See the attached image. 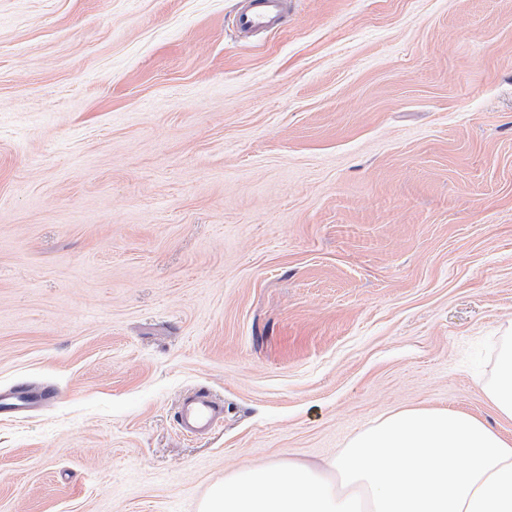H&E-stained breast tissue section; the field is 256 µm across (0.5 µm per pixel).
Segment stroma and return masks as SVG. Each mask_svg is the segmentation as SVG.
I'll list each match as a JSON object with an SVG mask.
<instances>
[{
    "label": "stroma",
    "mask_w": 512,
    "mask_h": 512,
    "mask_svg": "<svg viewBox=\"0 0 512 512\" xmlns=\"http://www.w3.org/2000/svg\"><path fill=\"white\" fill-rule=\"evenodd\" d=\"M0 0V512H198L512 336V0ZM224 405L208 436L181 398ZM290 7L288 0H240L233 17L234 33L249 37L286 28ZM42 400V393L35 389L24 391L12 390L0 394V414H15L22 409L37 407ZM224 417L223 406L206 392L184 397L177 412V424L183 433L205 435Z\"/></svg>",
    "instance_id": "35a3bbf8"
}]
</instances>
